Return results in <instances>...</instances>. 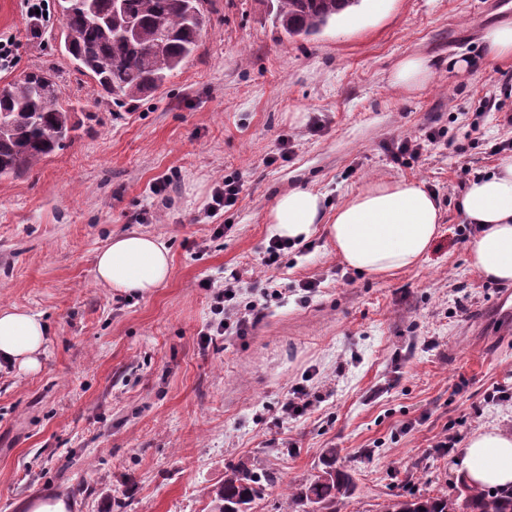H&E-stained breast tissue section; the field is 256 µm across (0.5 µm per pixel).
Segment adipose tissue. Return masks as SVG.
I'll use <instances>...</instances> for the list:
<instances>
[{
  "label": "adipose tissue",
  "mask_w": 512,
  "mask_h": 512,
  "mask_svg": "<svg viewBox=\"0 0 512 512\" xmlns=\"http://www.w3.org/2000/svg\"><path fill=\"white\" fill-rule=\"evenodd\" d=\"M460 210L476 225L469 262L487 279L512 283V158L470 181ZM323 196L310 188L279 194L266 217L273 235L303 241L326 224L337 254L350 267L381 275L415 266L439 233L436 197L415 181L374 184L349 197L325 221ZM169 250L156 237L132 233L112 238L96 257V279L115 292L146 297L171 275ZM48 341L39 315L0 307V362L24 374L38 373ZM458 473L472 484H512V431L491 428L469 438Z\"/></svg>",
  "instance_id": "obj_1"
}]
</instances>
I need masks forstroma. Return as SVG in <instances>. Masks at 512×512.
<instances>
[{
  "label": "stroma",
  "instance_id": "obj_1",
  "mask_svg": "<svg viewBox=\"0 0 512 512\" xmlns=\"http://www.w3.org/2000/svg\"><path fill=\"white\" fill-rule=\"evenodd\" d=\"M506 22L512 0H382L376 11L359 0L290 38L268 0H210L185 64L116 104L59 50L57 25L31 36L19 0H0V32L21 41L0 84L53 71L79 124L63 150L0 177V307L49 326L40 372L0 369V512L47 485L77 512H214L211 489L244 456L277 476L253 512H282L288 480L313 478L330 448L356 477L343 512L455 487L468 439L512 430V283L471 267L458 208L500 162L492 146L512 140V58L489 61L482 41ZM411 55L432 60L433 76L409 92L389 75ZM430 131L440 139L419 158L391 162L386 143ZM222 177L239 199L210 218ZM395 180L439 202L419 265L360 273L322 225L267 264L265 216L284 189L322 193L331 215ZM132 232L160 238L172 260L146 298L95 278L98 250ZM231 270L271 277L283 297L246 335L201 347L213 315L199 282ZM312 278L320 288L304 296ZM297 385L312 406L281 421ZM447 435L454 447H439Z\"/></svg>",
  "mask_w": 512,
  "mask_h": 512
}]
</instances>
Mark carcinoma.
<instances>
[{"label":"carcinoma","instance_id":"cac0c4a2","mask_svg":"<svg viewBox=\"0 0 512 512\" xmlns=\"http://www.w3.org/2000/svg\"><path fill=\"white\" fill-rule=\"evenodd\" d=\"M274 21L290 37L309 36L358 0H274ZM207 0H56L59 46L105 96L119 103L163 86L196 50ZM132 28V37L118 33ZM79 124L64 107L59 85L36 69L0 85V176L20 177L72 141ZM273 477L243 457L210 490L218 512H251ZM356 490L352 473L329 449L314 478L288 482L284 512H341ZM380 512H512V487L482 488L463 481L453 492L390 499Z\"/></svg>","mask_w":512,"mask_h":512}]
</instances>
